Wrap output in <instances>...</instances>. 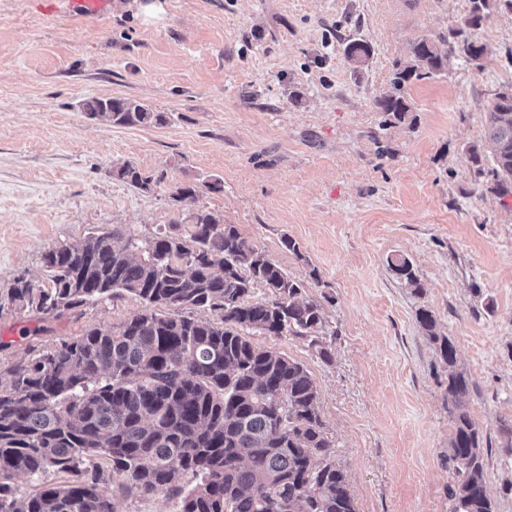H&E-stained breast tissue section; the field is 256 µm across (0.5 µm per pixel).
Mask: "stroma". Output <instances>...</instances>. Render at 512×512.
<instances>
[{
  "instance_id": "35a3bbf8",
  "label": "stroma",
  "mask_w": 512,
  "mask_h": 512,
  "mask_svg": "<svg viewBox=\"0 0 512 512\" xmlns=\"http://www.w3.org/2000/svg\"><path fill=\"white\" fill-rule=\"evenodd\" d=\"M469 0H165L146 24L134 0L94 17L77 0H0V376L91 325L120 323L130 296L81 317L36 321L4 305L40 280L52 247L119 224L142 239L192 208L223 216L321 302L332 362L308 340L259 335L302 362L358 512H450L448 368L416 320L437 319L470 381L487 490L512 512V194L469 161L487 111L512 85V11L472 38L480 64L408 83L412 110L386 125L376 101L413 41L450 36ZM361 39V71L344 56ZM134 97L162 124L117 127L86 101ZM152 181L120 179L124 164ZM220 179L196 202L178 187ZM298 252H289L284 238ZM408 258L412 289L389 268ZM319 281H312V274Z\"/></svg>"
}]
</instances>
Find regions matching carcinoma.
I'll list each match as a JSON object with an SVG mask.
<instances>
[{
	"label": "carcinoma",
	"mask_w": 512,
	"mask_h": 512,
	"mask_svg": "<svg viewBox=\"0 0 512 512\" xmlns=\"http://www.w3.org/2000/svg\"><path fill=\"white\" fill-rule=\"evenodd\" d=\"M502 6L512 9V0H471L465 27H480ZM456 36L461 42L446 51V39L422 37L411 44L408 62L395 63L392 91L376 102L385 125L411 111L402 93L411 80L444 73L458 52L468 60L485 54L463 31ZM370 54L362 42L345 48L356 71ZM84 108L116 126L163 121L135 98L92 99ZM470 160L478 174L492 177L496 192L512 191V89L495 97L484 147L472 149ZM117 175L137 188L151 182L132 164ZM202 187L223 190L219 179ZM200 188L180 187L176 199L193 202ZM187 220L185 233L170 224L140 240L115 226L56 245L43 255L42 283L18 277L8 289L18 314L40 320L79 315L86 304L120 292L141 307L118 324L89 326L15 363L0 379V512H116L118 496L163 490L177 499V512H358L320 419L311 373L252 340L264 333L308 338L330 362L319 340L321 305L234 225L202 209ZM389 267L422 288L407 258ZM257 287L271 298L251 300ZM416 320L440 342L448 366L451 512H495L483 437L465 402L469 378L456 369V348L437 334L432 312L420 309ZM49 470L78 479L17 495L14 478L38 480Z\"/></svg>",
	"instance_id": "carcinoma-1"
}]
</instances>
